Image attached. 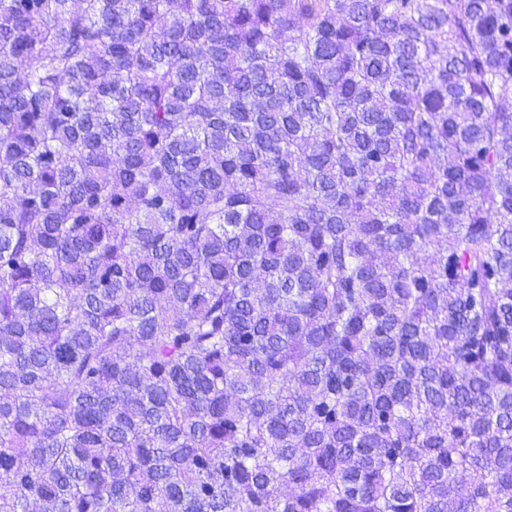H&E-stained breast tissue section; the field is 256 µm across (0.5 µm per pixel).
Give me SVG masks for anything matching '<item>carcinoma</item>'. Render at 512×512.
I'll list each match as a JSON object with an SVG mask.
<instances>
[{
  "mask_svg": "<svg viewBox=\"0 0 512 512\" xmlns=\"http://www.w3.org/2000/svg\"><path fill=\"white\" fill-rule=\"evenodd\" d=\"M0 512H512V0H0Z\"/></svg>",
  "mask_w": 512,
  "mask_h": 512,
  "instance_id": "1",
  "label": "carcinoma"
}]
</instances>
